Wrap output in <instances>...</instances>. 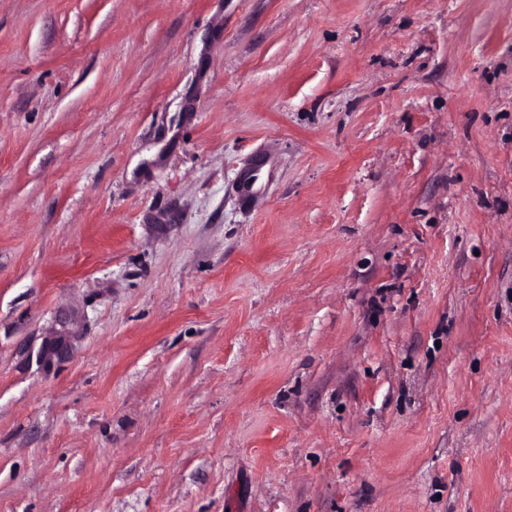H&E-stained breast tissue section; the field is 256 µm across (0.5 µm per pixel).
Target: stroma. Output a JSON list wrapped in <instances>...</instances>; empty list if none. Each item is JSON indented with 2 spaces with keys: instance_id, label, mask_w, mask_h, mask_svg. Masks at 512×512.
<instances>
[{
  "instance_id": "35a3bbf8",
  "label": "stroma",
  "mask_w": 512,
  "mask_h": 512,
  "mask_svg": "<svg viewBox=\"0 0 512 512\" xmlns=\"http://www.w3.org/2000/svg\"><path fill=\"white\" fill-rule=\"evenodd\" d=\"M0 512H512V0H0Z\"/></svg>"
}]
</instances>
